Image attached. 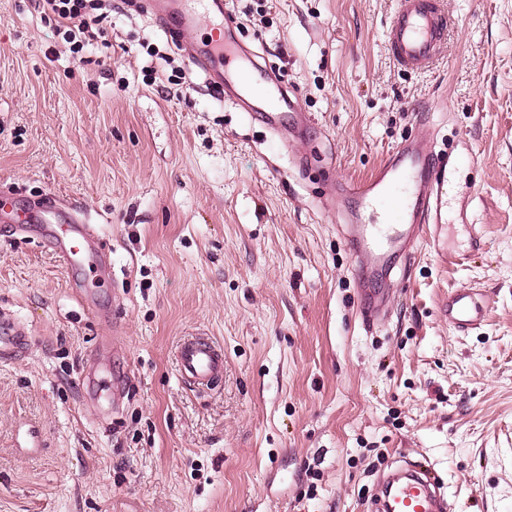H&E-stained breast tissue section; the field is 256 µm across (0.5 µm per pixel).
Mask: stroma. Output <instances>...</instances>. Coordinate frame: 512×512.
<instances>
[{"instance_id": "stroma-1", "label": "stroma", "mask_w": 512, "mask_h": 512, "mask_svg": "<svg viewBox=\"0 0 512 512\" xmlns=\"http://www.w3.org/2000/svg\"><path fill=\"white\" fill-rule=\"evenodd\" d=\"M108 2L99 66L36 0H0V193L19 212L54 194L112 259L111 279L85 273L87 305L0 223V317L30 339L0 358V512H371L421 459L448 512H512V0H446L425 72L388 52L399 0H229L314 120L290 142L208 85L147 0ZM426 132L448 197L369 327L327 188ZM474 285L487 320L456 333L440 299ZM189 330L223 345L220 387L180 382ZM103 336L122 390L101 410L84 369Z\"/></svg>"}]
</instances>
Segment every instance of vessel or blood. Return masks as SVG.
Returning <instances> with one entry per match:
<instances>
[{
	"instance_id": "vessel-or-blood-1",
	"label": "vessel or blood",
	"mask_w": 512,
	"mask_h": 512,
	"mask_svg": "<svg viewBox=\"0 0 512 512\" xmlns=\"http://www.w3.org/2000/svg\"><path fill=\"white\" fill-rule=\"evenodd\" d=\"M150 8L162 30L192 33L201 16L223 18L225 0H150ZM450 19L443 0H400L388 37L392 55L403 68L430 67L445 43ZM234 37L214 34L204 43L191 44L188 55L208 80L222 79L233 88L238 106L269 128L295 136L306 135L312 119L299 106L295 95L283 86L271 88L256 83L254 72L262 71L257 58L242 60ZM339 195L360 199L359 207L347 214V242L356 262L361 311L364 320L382 322L390 309L393 291L366 287L375 274L389 277L397 266L411 258L434 212L440 211L448 192L445 169L426 141L417 138L389 157L368 178L337 186ZM20 231L37 233L69 274L94 268L100 276L112 275V264L95 230L72 216L59 219L54 208L43 207L13 214ZM448 324L467 333L481 326L489 304L475 288L452 289L441 302ZM109 347L101 341L88 357V392L98 404L108 403L115 382L103 355ZM176 361L185 385L209 389L224 376V350L209 337L191 333L176 347ZM435 473L413 463L390 474L376 512H446Z\"/></svg>"
}]
</instances>
